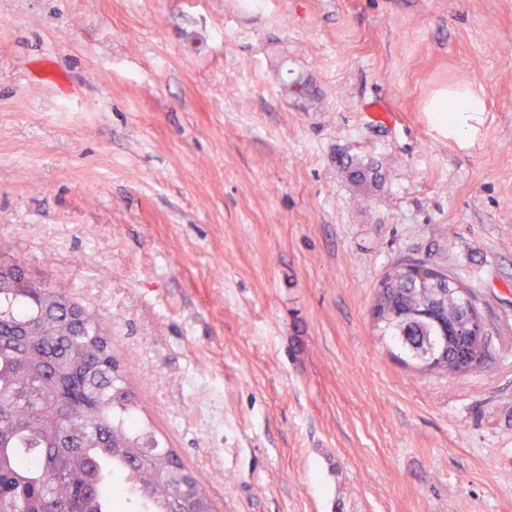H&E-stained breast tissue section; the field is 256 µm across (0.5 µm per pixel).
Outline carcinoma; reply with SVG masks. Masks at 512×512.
<instances>
[{
  "label": "carcinoma",
  "mask_w": 512,
  "mask_h": 512,
  "mask_svg": "<svg viewBox=\"0 0 512 512\" xmlns=\"http://www.w3.org/2000/svg\"><path fill=\"white\" fill-rule=\"evenodd\" d=\"M472 294L428 259H403L381 279L375 329L422 372L480 368ZM30 323L34 334L17 326ZM143 402L95 317L32 281L0 288V512H217L204 483L142 416Z\"/></svg>",
  "instance_id": "obj_1"
}]
</instances>
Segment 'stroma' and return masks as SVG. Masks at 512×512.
<instances>
[{"label": "stroma", "mask_w": 512, "mask_h": 512, "mask_svg": "<svg viewBox=\"0 0 512 512\" xmlns=\"http://www.w3.org/2000/svg\"><path fill=\"white\" fill-rule=\"evenodd\" d=\"M408 256L483 368L376 335ZM0 259L93 312L220 512H512V0H0ZM444 98L455 105L448 103L444 111L448 112V131L451 137L472 136L476 133L477 124L484 121V112H487L481 91L469 87L464 91H448V97L437 99L439 103Z\"/></svg>", "instance_id": "stroma-1"}]
</instances>
